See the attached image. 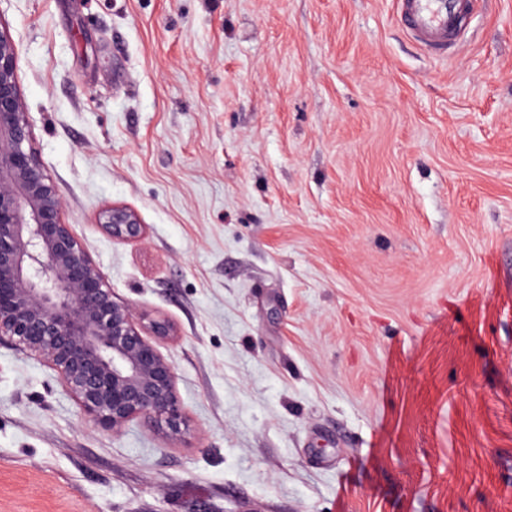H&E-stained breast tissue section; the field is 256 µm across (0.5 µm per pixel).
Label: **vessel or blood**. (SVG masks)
<instances>
[{"label":"vessel or blood","instance_id":"b4317fda","mask_svg":"<svg viewBox=\"0 0 512 512\" xmlns=\"http://www.w3.org/2000/svg\"><path fill=\"white\" fill-rule=\"evenodd\" d=\"M408 34L427 52L445 56L462 38L464 11L460 0H396Z\"/></svg>","mask_w":512,"mask_h":512}]
</instances>
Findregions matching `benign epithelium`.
Listing matches in <instances>:
<instances>
[{
	"label": "benign epithelium",
	"instance_id": "7a95c632",
	"mask_svg": "<svg viewBox=\"0 0 512 512\" xmlns=\"http://www.w3.org/2000/svg\"><path fill=\"white\" fill-rule=\"evenodd\" d=\"M17 66L16 44L0 29V339L52 369L84 422L117 434L141 420L176 445L188 420L159 344L177 331L117 299L63 220L62 198L34 147ZM98 227L119 242L146 234L124 205L102 209Z\"/></svg>",
	"mask_w": 512,
	"mask_h": 512
}]
</instances>
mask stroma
Segmentation results:
<instances>
[{
    "instance_id": "stroma-1",
    "label": "stroma",
    "mask_w": 512,
    "mask_h": 512,
    "mask_svg": "<svg viewBox=\"0 0 512 512\" xmlns=\"http://www.w3.org/2000/svg\"><path fill=\"white\" fill-rule=\"evenodd\" d=\"M0 0L64 220L190 432L0 342V512H512V0ZM138 211L119 242L99 211ZM408 34L427 52L448 56L462 38L464 11L458 0H396ZM99 229L119 242H136L145 237L146 226L137 211L124 205L102 209L98 216Z\"/></svg>"
}]
</instances>
